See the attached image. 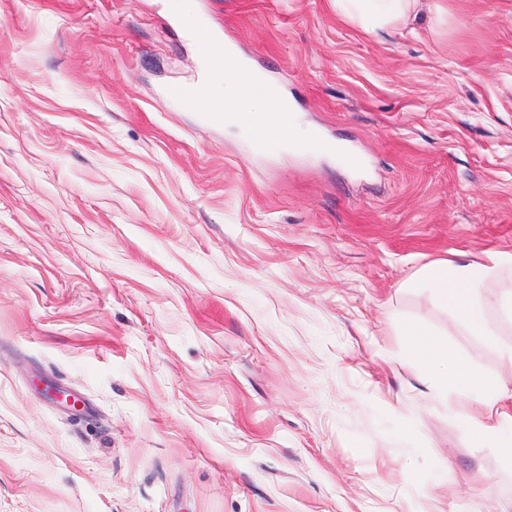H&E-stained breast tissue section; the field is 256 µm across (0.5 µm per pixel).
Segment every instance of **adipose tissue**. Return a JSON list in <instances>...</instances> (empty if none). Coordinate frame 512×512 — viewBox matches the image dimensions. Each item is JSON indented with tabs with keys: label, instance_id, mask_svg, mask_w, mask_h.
I'll use <instances>...</instances> for the list:
<instances>
[{
	"label": "adipose tissue",
	"instance_id": "1",
	"mask_svg": "<svg viewBox=\"0 0 512 512\" xmlns=\"http://www.w3.org/2000/svg\"><path fill=\"white\" fill-rule=\"evenodd\" d=\"M338 16L359 24L367 32L385 28L398 21L417 4L418 0H330ZM278 104L281 118L276 122L259 120L257 129L263 139L285 148L314 141L311 131L292 119L291 103L283 101L281 91L262 78L243 61L227 62L214 73L205 93L194 105L202 110L223 112L229 122H238L242 114H250L257 103ZM512 266V253L488 254L486 261L458 265L438 260L426 265L421 273L425 284L436 298L451 306L457 315L474 331L485 329L484 321L475 308L478 289L483 281L504 266ZM409 338L408 355L421 363L432 379V393L442 403L460 392L475 394L483 405L480 420L474 431L494 450L512 457V391L479 378L473 362L454 348L438 342L423 329L412 326L406 331Z\"/></svg>",
	"mask_w": 512,
	"mask_h": 512
}]
</instances>
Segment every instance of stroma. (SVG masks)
I'll list each match as a JSON object with an SVG mask.
<instances>
[{
    "instance_id": "35a3bbf8",
    "label": "stroma",
    "mask_w": 512,
    "mask_h": 512,
    "mask_svg": "<svg viewBox=\"0 0 512 512\" xmlns=\"http://www.w3.org/2000/svg\"><path fill=\"white\" fill-rule=\"evenodd\" d=\"M191 8L0 0V512H512L481 403L403 363L415 324L512 389L511 267L490 341L407 285L512 252V0ZM204 15L360 166L172 103ZM336 14L374 32L398 21L419 0H330Z\"/></svg>"
}]
</instances>
